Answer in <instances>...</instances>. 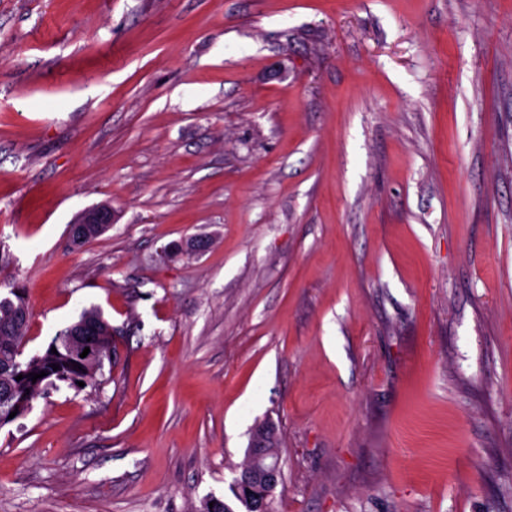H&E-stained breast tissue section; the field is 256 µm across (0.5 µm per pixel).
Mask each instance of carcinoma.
Segmentation results:
<instances>
[{
  "label": "carcinoma",
  "mask_w": 512,
  "mask_h": 512,
  "mask_svg": "<svg viewBox=\"0 0 512 512\" xmlns=\"http://www.w3.org/2000/svg\"><path fill=\"white\" fill-rule=\"evenodd\" d=\"M28 305L24 293L19 288L10 290V296H0V373L5 381L0 383V415H5L10 409L19 406L23 401H33L40 396L49 386L58 382L77 386V382L90 383L95 380L93 375L85 370L73 366V360L69 356L70 328L59 331L51 342V347L36 355L30 360L16 365L23 328L28 319H16L15 315L21 306ZM56 352H51V348ZM58 365L59 369H52V365ZM47 372V375L32 381L30 374ZM22 379H17L18 375ZM199 512H234L233 507L224 500L213 495L203 499Z\"/></svg>",
  "instance_id": "1"
}]
</instances>
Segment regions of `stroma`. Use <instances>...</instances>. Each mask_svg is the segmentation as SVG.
I'll return each instance as SVG.
<instances>
[{
	"instance_id": "obj_1",
	"label": "stroma",
	"mask_w": 512,
	"mask_h": 512,
	"mask_svg": "<svg viewBox=\"0 0 512 512\" xmlns=\"http://www.w3.org/2000/svg\"><path fill=\"white\" fill-rule=\"evenodd\" d=\"M13 288L122 333L0 512L232 499L265 421L276 512H512V0H0ZM113 223L112 206L100 204L82 212L69 227V238L81 235L82 228L75 224H104L109 227ZM273 434L271 435L270 440L267 441L265 446V458L262 461L263 465L273 466L269 469H263L260 467H256L253 473H251L250 477H245L242 479L243 488L247 491L250 490V485L252 483L251 479H258L265 483H268L271 486H275L281 482L282 470L280 463L275 465L279 460V439L277 437V433L275 427H273ZM275 465V466H274Z\"/></svg>"
}]
</instances>
